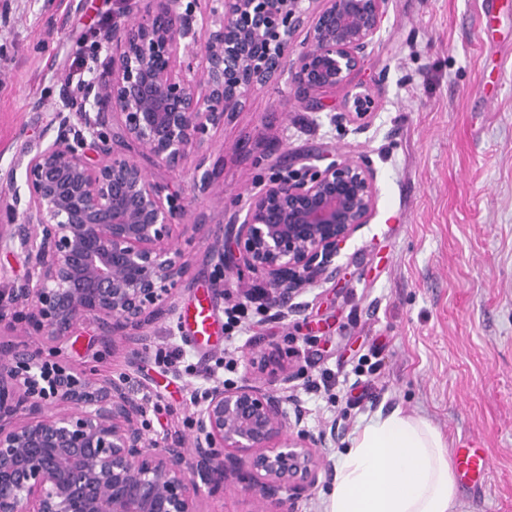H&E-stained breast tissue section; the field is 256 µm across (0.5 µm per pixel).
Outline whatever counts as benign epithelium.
I'll use <instances>...</instances> for the list:
<instances>
[{
	"label": "benign epithelium",
	"instance_id": "7a95c632",
	"mask_svg": "<svg viewBox=\"0 0 512 512\" xmlns=\"http://www.w3.org/2000/svg\"><path fill=\"white\" fill-rule=\"evenodd\" d=\"M154 2L115 28L94 97L84 92L79 111L28 156L25 207L0 225V252L28 268L10 289L27 307L24 324L12 326L20 339L0 340V512H202L203 497L228 486L252 497L251 512H288L331 467L307 434L291 433L303 414L288 410V364L275 363L268 389L249 374L239 385L216 382L192 434L159 441L127 379L88 376L27 340L59 347L91 320L106 337L141 344L143 326L183 283L188 263L172 233L186 206L124 153L128 144L170 170L200 153L199 199L212 186L203 135L285 73L307 111L344 91L337 119L362 126L370 117L372 92L348 86L389 0H216L199 29L181 0ZM302 28L304 49L288 63ZM107 126L110 139L100 132ZM88 136L101 153L94 162L83 151ZM376 199L367 160L309 165L251 195L214 231L207 260L261 279L267 307L284 320L296 298L335 280L336 257Z\"/></svg>",
	"mask_w": 512,
	"mask_h": 512
}]
</instances>
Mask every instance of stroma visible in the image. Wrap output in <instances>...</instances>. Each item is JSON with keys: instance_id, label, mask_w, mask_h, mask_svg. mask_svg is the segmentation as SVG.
<instances>
[{"instance_id": "35a3bbf8", "label": "stroma", "mask_w": 512, "mask_h": 512, "mask_svg": "<svg viewBox=\"0 0 512 512\" xmlns=\"http://www.w3.org/2000/svg\"><path fill=\"white\" fill-rule=\"evenodd\" d=\"M148 0H0V224L26 195L22 161L56 136L72 58L95 50L107 67V40H94L104 19L134 22ZM482 0H390L353 86L380 89L366 129L339 123L344 94L306 111L287 80L256 88L243 111L206 136L211 201L194 197L196 157L182 171L155 165L138 147L129 154L166 184L188 209L175 227L188 268L175 292V314L145 328L146 353L102 337L97 324L75 329L59 355L89 375L128 378L151 401L153 434L187 435L195 390L215 381L239 384L250 358L275 353L297 375L289 394L305 410L301 429L338 461L354 432L398 409L429 420L449 448L477 440L491 471L476 495L458 493L461 512H512V0L496 19L480 21ZM351 155L376 171L378 199L368 224L336 259L335 282L303 295V313L285 320L265 311L263 285L252 274H218L205 260L210 245L192 222L226 224L232 212L283 173ZM216 334L192 343L179 316L216 280ZM251 325L235 341L223 327L240 286ZM176 343L182 363L156 353ZM235 360V372L224 363ZM328 376L327 397L308 380Z\"/></svg>"}]
</instances>
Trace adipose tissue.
Instances as JSON below:
<instances>
[{"label": "adipose tissue", "instance_id": "1", "mask_svg": "<svg viewBox=\"0 0 512 512\" xmlns=\"http://www.w3.org/2000/svg\"><path fill=\"white\" fill-rule=\"evenodd\" d=\"M447 444L425 418L393 410L351 437L325 512H456Z\"/></svg>", "mask_w": 512, "mask_h": 512}]
</instances>
